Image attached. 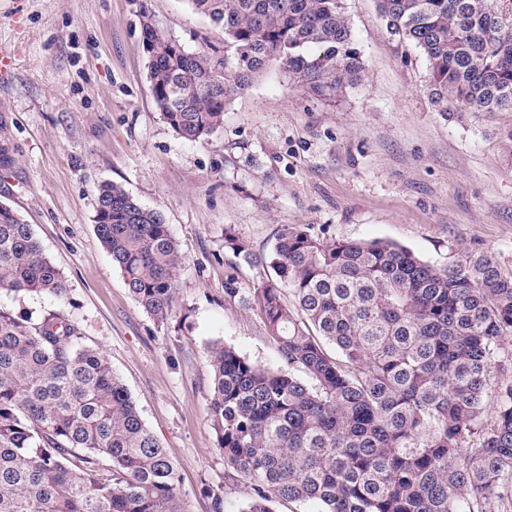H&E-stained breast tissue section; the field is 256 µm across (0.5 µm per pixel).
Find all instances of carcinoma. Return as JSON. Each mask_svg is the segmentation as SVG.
Returning a JSON list of instances; mask_svg holds the SVG:
<instances>
[{
  "instance_id": "obj_1",
  "label": "carcinoma",
  "mask_w": 512,
  "mask_h": 512,
  "mask_svg": "<svg viewBox=\"0 0 512 512\" xmlns=\"http://www.w3.org/2000/svg\"><path fill=\"white\" fill-rule=\"evenodd\" d=\"M223 33L195 49L140 4L153 100L198 142L230 99L275 66L334 100L362 79L343 0H187ZM390 37L428 63L438 111L512 112V0H377ZM97 236L156 322L183 265L163 214L117 183L98 187ZM224 245L249 262L247 244ZM275 277L251 295L279 365L211 347L210 421L224 476L250 484L240 512L277 500L314 512H486L512 504V385L491 425L484 399L512 336V272L484 252L431 264L393 243L280 229ZM68 288L31 225L0 204V293ZM181 475L102 349L62 310L0 305V512H188Z\"/></svg>"
}]
</instances>
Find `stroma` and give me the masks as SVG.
<instances>
[{"instance_id": "1", "label": "stroma", "mask_w": 512, "mask_h": 512, "mask_svg": "<svg viewBox=\"0 0 512 512\" xmlns=\"http://www.w3.org/2000/svg\"><path fill=\"white\" fill-rule=\"evenodd\" d=\"M144 1L173 36H222L187 0H0V51L13 60L0 75L11 157L0 167V203L31 225L69 288L62 302L2 294L0 304L70 314L177 464L188 512H209L211 489L223 493L225 512H240L252 490L224 479L209 351L220 342L265 366L277 353L258 308L225 298V272L253 293L273 275L265 259L285 225L390 241L434 264L486 252L511 270L512 113L438 112L423 54L389 36L376 0H343L364 63L360 85L319 101L270 68L232 98L220 130L190 142L151 94ZM104 182L159 210L179 243L167 323L134 300L97 237ZM228 227L255 263L225 247Z\"/></svg>"}]
</instances>
